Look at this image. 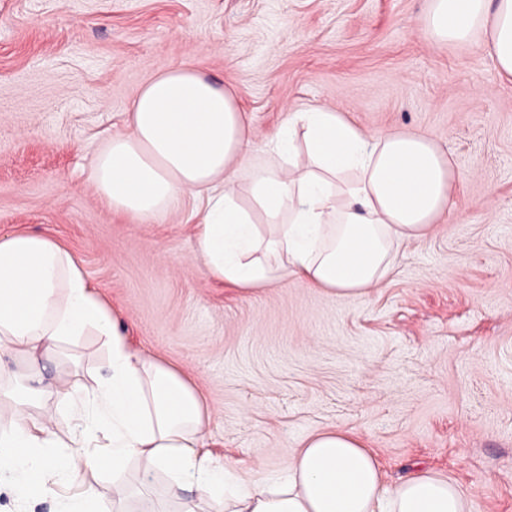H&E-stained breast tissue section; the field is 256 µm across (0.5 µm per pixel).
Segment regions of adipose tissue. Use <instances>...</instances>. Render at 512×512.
I'll list each match as a JSON object with an SVG mask.
<instances>
[{
  "label": "adipose tissue",
  "mask_w": 512,
  "mask_h": 512,
  "mask_svg": "<svg viewBox=\"0 0 512 512\" xmlns=\"http://www.w3.org/2000/svg\"><path fill=\"white\" fill-rule=\"evenodd\" d=\"M420 29L437 44L482 47L512 76V0H428ZM129 127L96 159L101 203L138 220L192 202L208 274L243 290L293 278L366 296L453 196L451 164L427 136L369 133L327 107L289 112L266 143L276 164L252 166L234 94L183 65L141 88ZM85 336L106 351L93 381H47L46 360ZM14 356L26 365L22 402L52 398L71 415L61 438L50 419L0 410V489L18 506L49 490L54 512H108L105 498L131 497L123 475L134 463L168 476L181 512H468L463 493L432 472L386 482L347 430L309 435L278 478L214 459L194 386L132 348L80 262L39 234L0 233V378ZM90 473L111 474L108 494L69 492Z\"/></svg>",
  "instance_id": "ef3b65f1"
}]
</instances>
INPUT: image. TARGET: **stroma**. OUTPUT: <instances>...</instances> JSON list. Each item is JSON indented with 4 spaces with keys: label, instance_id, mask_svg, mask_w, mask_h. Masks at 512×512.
<instances>
[{
    "label": "stroma",
    "instance_id": "stroma-1",
    "mask_svg": "<svg viewBox=\"0 0 512 512\" xmlns=\"http://www.w3.org/2000/svg\"><path fill=\"white\" fill-rule=\"evenodd\" d=\"M425 0H0V231L79 260L129 342L205 398L209 452L284 472L310 433L350 430L387 481L429 470L469 512H512V82L475 46L422 34ZM185 65L251 116V162L289 111L429 137L456 192L364 297L296 281L238 292L206 272L175 210L139 223L101 204L97 153L133 98ZM95 337L45 375L87 377ZM129 512H178L164 475Z\"/></svg>",
    "mask_w": 512,
    "mask_h": 512
}]
</instances>
